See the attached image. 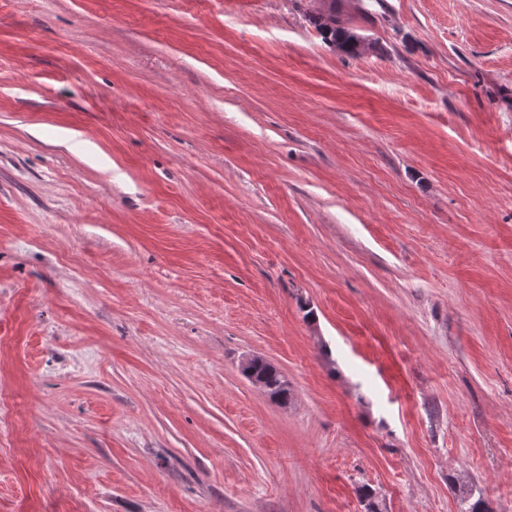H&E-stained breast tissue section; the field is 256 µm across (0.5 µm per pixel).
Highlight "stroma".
Wrapping results in <instances>:
<instances>
[{
	"label": "stroma",
	"mask_w": 512,
	"mask_h": 512,
	"mask_svg": "<svg viewBox=\"0 0 512 512\" xmlns=\"http://www.w3.org/2000/svg\"><path fill=\"white\" fill-rule=\"evenodd\" d=\"M364 484L512 512V0H0V512ZM313 21L326 42L338 46L345 52L354 53L357 51L358 43L354 39V34L337 26L335 19L315 16ZM244 376L251 381L254 378L256 381L263 384L266 394L278 403L284 404L288 402L290 389L288 380L275 366L266 362L261 358L254 360L253 365L248 369L242 370ZM253 384L255 382L251 381Z\"/></svg>",
	"instance_id": "35a3bbf8"
}]
</instances>
